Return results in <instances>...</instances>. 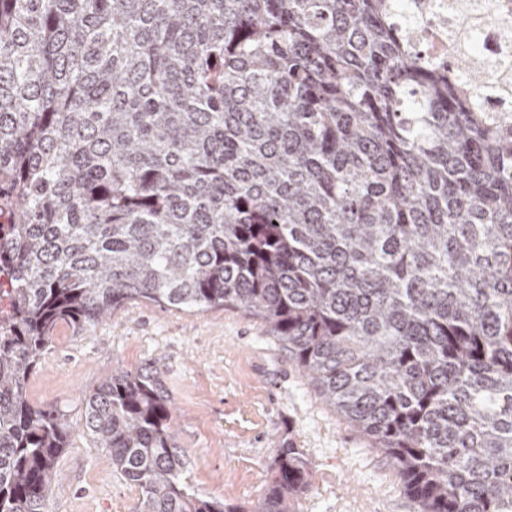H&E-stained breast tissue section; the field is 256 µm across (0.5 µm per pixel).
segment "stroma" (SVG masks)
Returning a JSON list of instances; mask_svg holds the SVG:
<instances>
[{
	"mask_svg": "<svg viewBox=\"0 0 512 512\" xmlns=\"http://www.w3.org/2000/svg\"><path fill=\"white\" fill-rule=\"evenodd\" d=\"M149 366L161 372L187 480L203 496L254 512L286 443L310 470L295 512H417L385 456L326 407L259 319L139 300L85 329L57 324L28 380V401L59 410L70 435L48 512H133L138 490L88 434L86 398L113 370Z\"/></svg>",
	"mask_w": 512,
	"mask_h": 512,
	"instance_id": "1",
	"label": "stroma"
}]
</instances>
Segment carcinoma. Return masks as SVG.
<instances>
[{
    "instance_id": "cac0c4a2",
    "label": "carcinoma",
    "mask_w": 512,
    "mask_h": 512,
    "mask_svg": "<svg viewBox=\"0 0 512 512\" xmlns=\"http://www.w3.org/2000/svg\"><path fill=\"white\" fill-rule=\"evenodd\" d=\"M0 0V512H47L55 326L128 300L260 319L418 512H512V121L407 47L419 0ZM86 428L134 512L185 480L158 369ZM254 512H293L283 445Z\"/></svg>"
}]
</instances>
